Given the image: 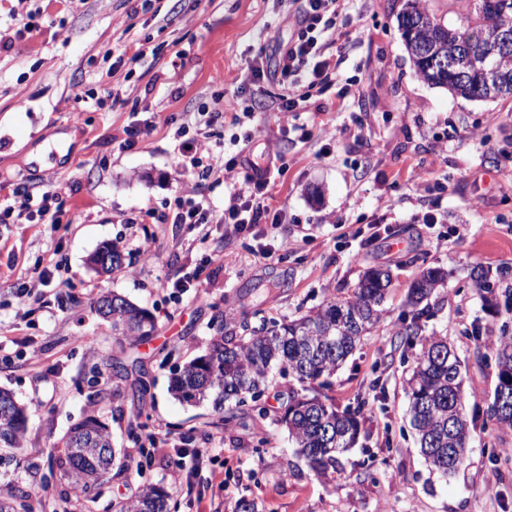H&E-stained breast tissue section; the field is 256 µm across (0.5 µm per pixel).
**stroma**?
<instances>
[{
	"label": "stroma",
	"mask_w": 512,
	"mask_h": 512,
	"mask_svg": "<svg viewBox=\"0 0 512 512\" xmlns=\"http://www.w3.org/2000/svg\"><path fill=\"white\" fill-rule=\"evenodd\" d=\"M401 6L346 0L341 38L327 51L337 80L310 89L299 129L286 131L276 83L257 91L244 79L255 55L272 64L279 42L295 35L288 0H0L8 43L0 50V207L13 204L21 183L62 201L57 223L0 222V387L30 414L20 464L0 470V485L48 489L32 496L33 512H108L110 501L151 483L169 487L176 512H232L243 496L262 499L266 512H512V468L488 479L495 449L512 448V429L485 415L497 341L512 333V316L484 312L470 277L477 266L512 267V98L469 101L417 78L398 28ZM21 7L35 11L34 30L24 31ZM116 61L121 71L108 76ZM90 93L102 107L86 103ZM219 99L224 123L199 124V110ZM248 106L250 120L233 124ZM146 124L150 133L123 147L126 127ZM182 126L188 137L223 143L230 157L240 152L237 138L257 128L243 152L259 165L279 156L268 203L284 211L282 224L239 234L229 224L147 217L192 177L179 152ZM438 141L446 149L437 158ZM119 235L122 266L97 275L89 256ZM376 266L394 276L382 321L330 391L342 408L367 402L365 431L333 477L317 479L296 461L274 398L287 379L274 377L231 422L209 403L172 395V372L205 354L226 310L255 327L297 317L347 295ZM427 267L449 278L423 333L447 337L459 355L473 420L469 459L446 479L415 444L405 391L415 349L398 335L407 289ZM45 268L50 277L34 280ZM107 291L150 310L155 335L136 345L117 335L93 309ZM119 362L129 367L123 380L110 376ZM140 377L149 384L143 395ZM88 414L108 426L131 469L96 501L64 500L46 477L48 460ZM159 431L168 443L154 451ZM140 446L149 456H131ZM199 448L211 454L200 464ZM290 468L294 477L284 479Z\"/></svg>",
	"instance_id": "35a3bbf8"
}]
</instances>
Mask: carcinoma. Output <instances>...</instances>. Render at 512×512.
<instances>
[{"label":"carcinoma","instance_id":"cac0c4a2","mask_svg":"<svg viewBox=\"0 0 512 512\" xmlns=\"http://www.w3.org/2000/svg\"><path fill=\"white\" fill-rule=\"evenodd\" d=\"M464 7V25L449 27L423 0H404L398 27L416 75L425 83L443 87L467 100L496 101L512 98V47L490 51L498 29L512 33V0H458ZM434 52L458 61L453 70L436 68L424 53ZM107 252L111 263L98 266L97 256ZM99 275L122 266L121 251L107 244L88 260ZM393 276L388 268L364 271L344 299L329 298L315 311L282 322L272 320L257 328L231 325L212 338L206 354L176 369L171 393L184 403L209 402L215 412L232 420L246 398H259L270 375L278 371L298 383L288 389V402L280 423L288 428L295 456L310 471L326 479L336 472L339 456L354 447L361 434L364 409H341L326 394L331 379L347 358L380 323ZM448 281L440 267L420 270L407 290L405 322L398 330L406 343L419 344L406 393L411 425L420 452L432 470L446 478L462 468L468 458L471 430L465 412L461 362L443 336L422 335L421 322L431 315L430 300ZM483 306L493 312L505 306L512 313V277L502 270L491 279L480 268L472 276ZM106 320L125 338L144 341L154 335L155 323L143 308L119 294H112ZM498 383L486 415L500 427L512 428V334L500 336L496 348ZM0 468L17 461L25 447L30 416L12 391L0 388ZM112 440L108 427L89 415L66 435L63 452L51 460L50 472L64 495H87L97 486L126 474L130 465L110 467L103 449ZM31 492L22 487L0 488V512L17 507L30 512ZM171 494L163 485H149L136 494L118 498L112 512H171Z\"/></svg>","mask_w":512,"mask_h":512}]
</instances>
